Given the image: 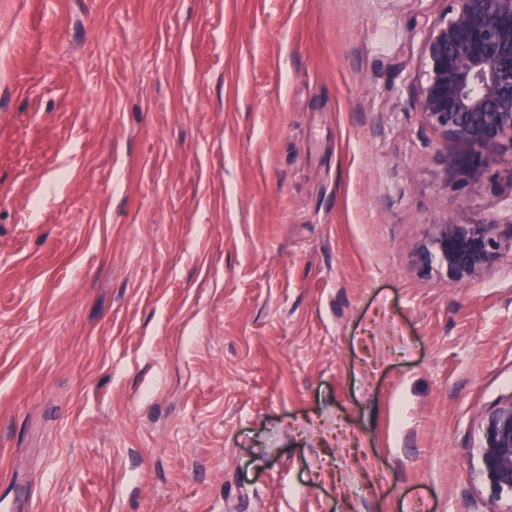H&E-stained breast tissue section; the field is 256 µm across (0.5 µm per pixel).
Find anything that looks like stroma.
<instances>
[{"mask_svg": "<svg viewBox=\"0 0 512 512\" xmlns=\"http://www.w3.org/2000/svg\"><path fill=\"white\" fill-rule=\"evenodd\" d=\"M449 0H0V491L30 512H512V231L415 106ZM467 205H460V195ZM505 259H512V231L504 236L497 222L486 219L471 224L448 220L432 224L412 252L421 276L437 273L458 284L482 278ZM476 476L491 499L512 500V397L485 410L479 423Z\"/></svg>", "mask_w": 512, "mask_h": 512, "instance_id": "1", "label": "stroma"}]
</instances>
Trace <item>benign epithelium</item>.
Wrapping results in <instances>:
<instances>
[{
	"mask_svg": "<svg viewBox=\"0 0 512 512\" xmlns=\"http://www.w3.org/2000/svg\"><path fill=\"white\" fill-rule=\"evenodd\" d=\"M449 15L433 21L421 40L423 78L418 111L441 141L445 169L463 182L512 150V0H449ZM512 259V234L482 219L432 224L414 248L422 276L474 282ZM476 476L492 499L512 498V398L485 410L479 423Z\"/></svg>",
	"mask_w": 512,
	"mask_h": 512,
	"instance_id": "obj_1",
	"label": "benign epithelium"
}]
</instances>
